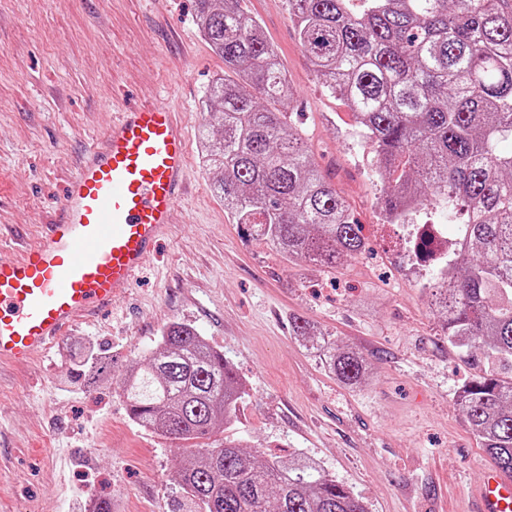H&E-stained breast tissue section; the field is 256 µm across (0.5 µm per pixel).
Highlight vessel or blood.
Segmentation results:
<instances>
[{"instance_id": "obj_1", "label": "vessel or blood", "mask_w": 512, "mask_h": 512, "mask_svg": "<svg viewBox=\"0 0 512 512\" xmlns=\"http://www.w3.org/2000/svg\"><path fill=\"white\" fill-rule=\"evenodd\" d=\"M189 183L175 107L120 112L87 151L34 244L0 261V364H25L119 300L168 233ZM474 512H512V476L486 470Z\"/></svg>"}]
</instances>
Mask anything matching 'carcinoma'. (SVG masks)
<instances>
[{
    "instance_id": "1",
    "label": "carcinoma",
    "mask_w": 512,
    "mask_h": 512,
    "mask_svg": "<svg viewBox=\"0 0 512 512\" xmlns=\"http://www.w3.org/2000/svg\"><path fill=\"white\" fill-rule=\"evenodd\" d=\"M240 0H196L201 32L224 60L205 96L220 135L203 131L204 165L224 206L285 258L333 266L365 249L361 225L279 109L288 77ZM288 0L313 71L355 117L387 176L382 211L412 224L431 205L462 228L455 260L431 261L425 288L443 336L475 373L457 402L498 469L512 473V0ZM290 333L348 388L364 356L324 343L294 316ZM139 426L190 442L238 419L245 396L224 353L169 325L123 382ZM174 479L201 512H369L316 460H259L233 440L184 449Z\"/></svg>"
}]
</instances>
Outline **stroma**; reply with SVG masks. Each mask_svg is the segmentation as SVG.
Masks as SVG:
<instances>
[{
	"mask_svg": "<svg viewBox=\"0 0 512 512\" xmlns=\"http://www.w3.org/2000/svg\"><path fill=\"white\" fill-rule=\"evenodd\" d=\"M288 69L282 106L304 130L369 249L335 269L288 261L235 224L203 165L209 85L224 73L196 0H0V257L41 237L67 180L113 115L176 103L189 139L190 189L127 296L81 320L26 367L0 365V512H192L171 473L184 443L141 428L122 378L173 323L232 363L245 402L200 447L301 453L363 498L369 512H472L493 461L455 393L473 371L442 334L412 256L413 227L385 223L387 184L348 108L310 68L287 0H242ZM304 315L331 345L364 354L349 389L288 331ZM110 357L74 376L78 347Z\"/></svg>",
	"mask_w": 512,
	"mask_h": 512,
	"instance_id": "obj_1",
	"label": "stroma"
}]
</instances>
